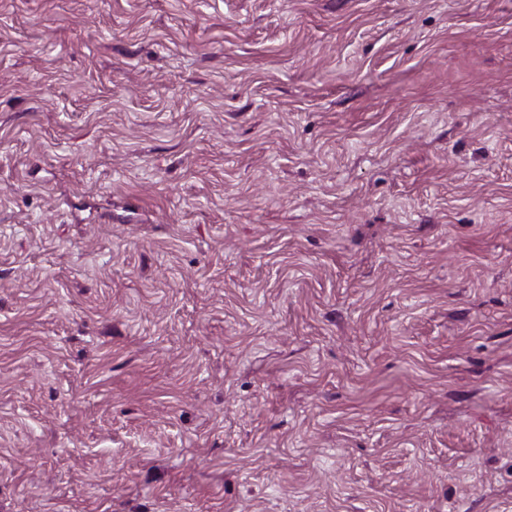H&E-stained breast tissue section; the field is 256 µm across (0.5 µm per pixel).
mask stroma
I'll return each instance as SVG.
<instances>
[{"mask_svg": "<svg viewBox=\"0 0 512 512\" xmlns=\"http://www.w3.org/2000/svg\"><path fill=\"white\" fill-rule=\"evenodd\" d=\"M0 512H512V0H0Z\"/></svg>", "mask_w": 512, "mask_h": 512, "instance_id": "obj_1", "label": "stroma"}]
</instances>
